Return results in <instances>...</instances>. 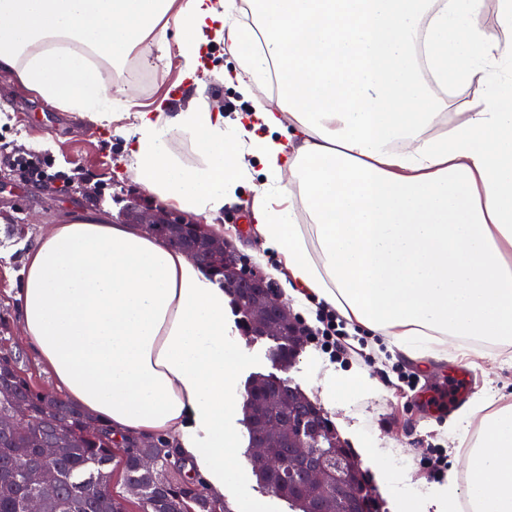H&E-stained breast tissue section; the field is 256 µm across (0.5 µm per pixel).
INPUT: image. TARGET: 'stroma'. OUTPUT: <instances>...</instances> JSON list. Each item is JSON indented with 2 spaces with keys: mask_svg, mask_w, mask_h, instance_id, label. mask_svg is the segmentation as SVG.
Wrapping results in <instances>:
<instances>
[{
  "mask_svg": "<svg viewBox=\"0 0 512 512\" xmlns=\"http://www.w3.org/2000/svg\"><path fill=\"white\" fill-rule=\"evenodd\" d=\"M139 63L153 69L156 77L145 91L122 83L130 111H143L159 103L168 112L189 107L191 82L181 72L176 39L153 48ZM203 63L213 109L223 112L225 123L252 111L255 102L274 105L276 97L266 87L254 88L246 95L236 84L223 80L224 71L234 65L224 42L211 40ZM1 143L41 156L50 176L44 185L27 184L0 160V345L19 353L20 366L34 387L51 394L55 391L53 380L33 358L19 320L18 294L26 247L48 232L51 225L66 224L89 213L120 222L127 195L140 196L148 207L155 206L156 201L144 194L125 149V139L115 127L64 111L5 74H0ZM250 167L251 185L239 187L236 201L225 205L211 221L223 226L225 241L240 253L245 265L270 280L279 291L283 285L273 272L280 269L282 256L266 247L255 232L250 208L253 186L264 181L262 166L254 160ZM226 320L251 358L250 368L239 378L240 387H247L252 376L276 373L271 357L274 341L244 333L235 310L227 311ZM307 329L309 334L285 372V379L320 403L349 453H356L360 440L373 439L379 447L390 449L394 463L402 467L410 485L418 491L432 485L422 471L423 463L432 455H445V472L455 473L460 479L466 475L468 436L455 425L454 413L434 408L431 397L435 392L447 388L454 375L464 372L468 380L460 408L483 397L492 398L497 406L512 403L511 363L475 355L464 360H415L391 348L386 338L365 335L347 337V354L334 356L321 348L314 335L315 324L308 323ZM332 371L339 375L365 374L377 390L369 397L353 394L333 404L323 403L319 383ZM412 372L419 375L413 390L400 380L401 374Z\"/></svg>",
  "mask_w": 512,
  "mask_h": 512,
  "instance_id": "stroma-1",
  "label": "stroma"
}]
</instances>
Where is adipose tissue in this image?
<instances>
[{
    "instance_id": "1",
    "label": "adipose tissue",
    "mask_w": 512,
    "mask_h": 512,
    "mask_svg": "<svg viewBox=\"0 0 512 512\" xmlns=\"http://www.w3.org/2000/svg\"><path fill=\"white\" fill-rule=\"evenodd\" d=\"M172 30L187 73L215 37L243 92L272 75L279 91L230 127L201 80L188 111L134 113L130 157L147 194L208 218L258 158L256 229L282 253L295 304L315 297L348 331L413 359L512 346V0H0V72L109 125L125 114L103 65ZM438 87L471 93L442 135ZM173 131L195 162L171 149ZM22 274L24 337L72 404L116 438L167 440L232 512H268L238 465L248 355L219 282L141 226L94 216L39 236ZM462 420L479 424L469 476L430 487L437 512L464 499L512 512V404L472 405ZM360 454L394 512H419L389 449L367 439Z\"/></svg>"
}]
</instances>
